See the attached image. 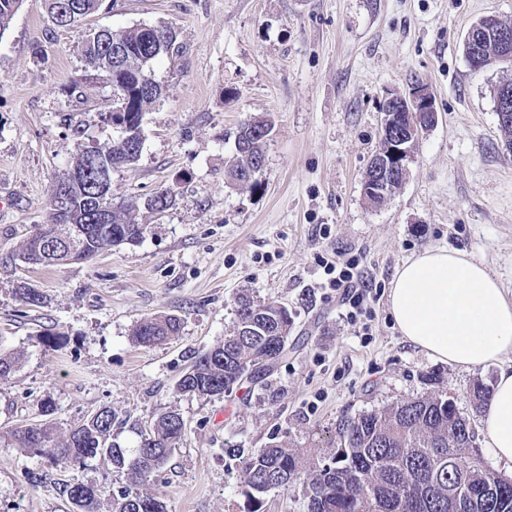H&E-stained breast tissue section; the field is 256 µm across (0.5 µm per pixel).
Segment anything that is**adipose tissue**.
Returning a JSON list of instances; mask_svg holds the SVG:
<instances>
[{
  "mask_svg": "<svg viewBox=\"0 0 512 512\" xmlns=\"http://www.w3.org/2000/svg\"><path fill=\"white\" fill-rule=\"evenodd\" d=\"M388 311L401 336L432 358L471 369L502 368L483 424L492 456L512 466V297L483 262L445 246L417 253L396 271Z\"/></svg>",
  "mask_w": 512,
  "mask_h": 512,
  "instance_id": "ef3b65f1",
  "label": "adipose tissue"
}]
</instances>
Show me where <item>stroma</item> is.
<instances>
[{"mask_svg":"<svg viewBox=\"0 0 512 512\" xmlns=\"http://www.w3.org/2000/svg\"><path fill=\"white\" fill-rule=\"evenodd\" d=\"M487 15L512 21V0H102L67 28L48 0H23L0 37V196L12 198L0 208V353L19 359L0 377V512H70L76 483L95 486L99 512H112L128 481L111 464L58 465L13 438L43 424L65 437L105 406L124 448L157 415H182L176 451L139 487L168 512H245L248 453L284 443L331 455L341 416L422 394L432 371L482 432L472 385L494 382L499 365L458 369L417 350L383 297L358 335L322 289L316 257L361 250L363 279L386 290L404 261L443 245L486 263L512 294V151L493 98L512 66L474 70L463 53L470 24ZM145 23L171 27L176 43L153 65L164 93L144 114L138 161L113 171L112 193L135 203L146 231L84 264L25 267L19 253L48 221L78 146L117 135L112 88L85 66V34ZM417 88L438 120L401 186L372 206L362 177L380 146V105ZM249 116L274 125L258 190L224 180ZM169 186L172 207L144 208ZM23 280L42 304L19 299ZM242 292L293 311L287 353L232 393L181 396L177 381L222 344ZM164 314L180 318L178 335L133 340L135 325Z\"/></svg>","mask_w":512,"mask_h":512,"instance_id":"1","label":"stroma"}]
</instances>
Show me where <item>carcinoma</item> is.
<instances>
[{
    "label": "carcinoma",
    "mask_w": 512,
    "mask_h": 512,
    "mask_svg": "<svg viewBox=\"0 0 512 512\" xmlns=\"http://www.w3.org/2000/svg\"><path fill=\"white\" fill-rule=\"evenodd\" d=\"M18 0H0V38L17 12ZM101 0H49L50 13L66 4L69 13L83 19L98 10ZM176 33L168 26L142 24L114 32L106 30L97 43H84L82 55L87 68L108 78L94 65L119 46L128 62L127 70L112 81L110 118L128 131L109 143L80 146L72 167L93 182L99 162L106 158L121 167L134 164L140 152L143 113L163 94L162 85L152 75V65L172 52ZM271 122L252 117L239 126L235 135V158L224 172L227 183L251 190L262 185L257 169L264 153V138L272 133ZM174 202V189L165 188L145 201L153 211H165ZM111 205L112 231L128 235L132 242L143 237L146 225L136 222L134 205L95 202L84 190L73 187L71 206L63 218L61 239L73 241L82 256L89 257L107 246L111 239L107 225L97 219V209ZM17 292L26 304L38 306L43 296L23 281ZM180 319L159 315L138 323L132 336L142 345L158 343L179 332ZM294 329V314L275 301L256 300L246 294L237 298L234 325L224 337V347L216 346L200 355L176 383L185 396L207 397L230 393L248 377L258 380L271 370L274 355L288 343ZM425 381L432 390L389 407L344 416L336 422V451L328 457L307 449L269 445L247 460L243 494L247 512H262L263 496L271 489L304 488L307 512H459L453 490L465 488L471 497L464 512H512V480L490 469L479 449L470 446L461 423L462 415L442 390L439 375L430 373ZM490 386L474 382V409H486ZM115 414L103 407L83 423L70 429L59 445L53 442L47 425L21 427L14 433L16 444L47 456L56 464H71L102 458L112 468L126 472L130 482L139 484L159 468L176 450L185 431L180 414L159 415L140 431L136 448H122L112 442ZM76 512H97L98 494L90 485L76 483L67 489ZM112 512H167L166 503L156 495L125 489L112 497Z\"/></svg>",
    "instance_id": "obj_1"
}]
</instances>
